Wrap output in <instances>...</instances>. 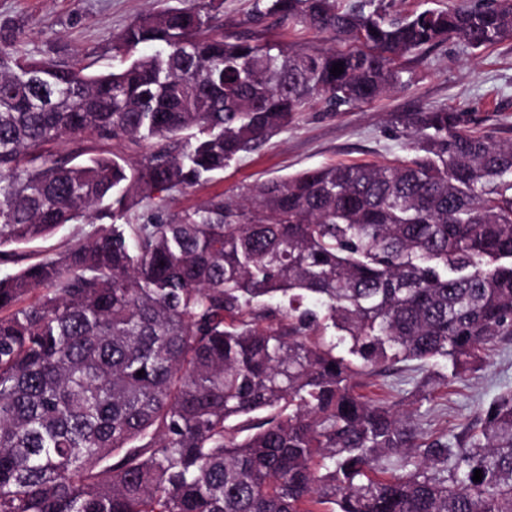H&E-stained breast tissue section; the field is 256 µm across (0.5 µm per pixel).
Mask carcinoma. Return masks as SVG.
Masks as SVG:
<instances>
[{"label":"carcinoma","instance_id":"obj_1","mask_svg":"<svg viewBox=\"0 0 512 512\" xmlns=\"http://www.w3.org/2000/svg\"><path fill=\"white\" fill-rule=\"evenodd\" d=\"M222 8L140 15L106 73L38 58L0 25V262L155 205L0 277V512H512V389L453 442L356 393L408 361L458 377L512 336V138L424 108L394 163L245 184L177 215L165 197L316 99L384 97L406 55L511 39L512 0L403 18L384 0H250L249 21L346 51L227 37ZM112 219L104 218L97 224H70L57 230V232L45 239H39L27 245H21L15 249L21 259L18 262L8 264L0 263V277L17 271L21 266L37 262L59 251L70 240L85 236L93 232L101 224H111Z\"/></svg>","mask_w":512,"mask_h":512}]
</instances>
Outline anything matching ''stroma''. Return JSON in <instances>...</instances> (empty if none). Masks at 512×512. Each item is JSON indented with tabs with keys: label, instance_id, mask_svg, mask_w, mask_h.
Listing matches in <instances>:
<instances>
[{
	"label": "stroma",
	"instance_id": "stroma-1",
	"mask_svg": "<svg viewBox=\"0 0 512 512\" xmlns=\"http://www.w3.org/2000/svg\"><path fill=\"white\" fill-rule=\"evenodd\" d=\"M193 0H0V25L20 28L29 49L62 62L80 59L93 69L115 65L113 37L140 14L192 6ZM250 0H224L222 21L228 36L276 41L291 48H346L341 39L313 29L288 27L269 20H246ZM405 83L369 105L338 112L313 104L257 151L230 163L221 179L175 192L169 209L178 213L211 197L235 194L246 183L285 177L329 164L386 163L405 156L406 129L400 118L422 107L459 108L473 112L475 127L512 136V39L480 51L456 39L408 56L402 62ZM90 224H70L47 238L18 247L19 262L0 263V277L20 265L59 251L70 240L93 232ZM447 377V385L428 398L413 394L422 373L410 364L377 378L365 394L399 401L421 425L459 434L475 422L495 397L512 389V336L498 340L483 362L454 378L446 360L426 366L424 373Z\"/></svg>",
	"mask_w": 512,
	"mask_h": 512
}]
</instances>
